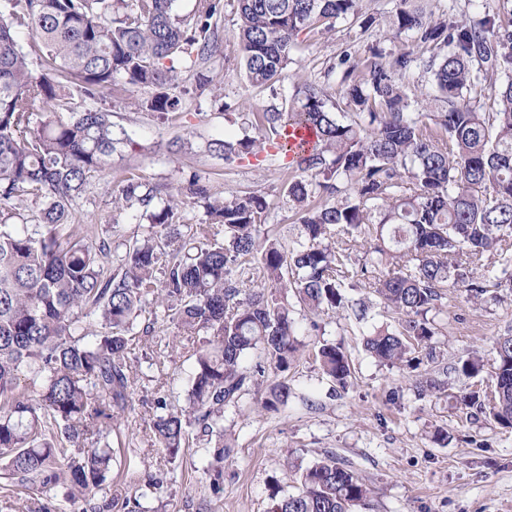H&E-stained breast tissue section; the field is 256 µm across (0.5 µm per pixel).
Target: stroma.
<instances>
[{"mask_svg": "<svg viewBox=\"0 0 512 512\" xmlns=\"http://www.w3.org/2000/svg\"><path fill=\"white\" fill-rule=\"evenodd\" d=\"M236 16L225 7L219 21L223 56L215 64L219 91H199L190 73H183L187 106L175 120L160 121L136 110L147 98L139 89L122 97H103L117 128L136 142L135 150L112 158L111 175L89 186L74 208L82 231L110 252L104 262L114 269L129 243L148 229L134 210L112 204L125 168L135 167L142 180L161 195L180 199L177 221L207 222L205 204L190 195L199 181L215 196L242 191L269 193L268 224L287 234L295 222L281 186L284 157L244 156L232 163L209 153L212 139H237L246 130L250 108L282 105L292 78L323 82L336 57L354 40L346 23L330 33L303 35L292 53L289 80L278 92L252 86L239 64L233 40ZM351 303L365 302L367 317L357 320L349 308L322 315L296 310L294 318L302 354L286 372L292 393L285 406L265 411L260 402L277 375L266 373L263 384L249 387L238 403L224 410V439L234 446V459L224 467V497L213 501L203 471L207 444L191 438L175 463L164 460L141 429L143 417L156 411L157 398L182 406L192 363L176 342V329L142 313L134 321L138 358L134 410L112 437L113 448L137 465L141 474L160 479L161 486L145 502L147 512H267L272 490L294 491L307 466L333 455L363 478L372 490L369 512H512V429L457 404L456 394L487 393L494 386L493 339L512 325V290L490 289L482 299L448 289L440 309L431 313L437 329L432 343L439 368L447 369L445 393L419 395L412 369L378 362L364 349V338L379 328L395 327L365 289L348 291ZM336 344L347 354L351 375L346 388H336L322 373L315 353L322 344ZM480 356L479 375L466 377L462 362Z\"/></svg>", "mask_w": 512, "mask_h": 512, "instance_id": "1", "label": "stroma"}]
</instances>
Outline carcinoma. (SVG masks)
Wrapping results in <instances>:
<instances>
[{"label":"carcinoma","instance_id":"carcinoma-1","mask_svg":"<svg viewBox=\"0 0 512 512\" xmlns=\"http://www.w3.org/2000/svg\"><path fill=\"white\" fill-rule=\"evenodd\" d=\"M174 2L0 0V474L45 496L43 512H77L112 479L108 437L132 411L137 371L130 332L151 304L193 345V367L186 406L143 419V430L169 462L192 430L215 434L204 473L219 501L234 452L224 442V408L296 360L295 307L336 312L346 289L365 288L401 315L399 329L369 333L365 349L401 365L412 339L434 361L426 315L448 288L473 299L489 281L512 288V19L468 22L418 0H393L382 21L364 15L360 0H235L240 64L254 86L283 82L299 36L339 22L362 36L382 22L385 38L408 36L413 48L351 45L327 71L335 85L298 81L285 106L247 113L261 139L209 143L231 162L267 145L288 153L290 127L314 137L293 151L282 184L301 227L292 243L261 234L271 205L262 191L221 198L191 183L190 194L208 200L211 223L224 226L219 244L207 224L181 231L179 200L158 205L156 188L130 174L113 204L143 212L152 231L107 273L108 244L75 227L73 205L131 139L95 102L148 88L138 109L168 120L184 106L175 62L197 87L215 85L223 0H196L185 18L173 15ZM418 68L432 74L434 92L409 93L406 76ZM484 95L490 112L473 103ZM28 201L39 206L32 228L20 212ZM491 255L500 277L488 275ZM492 350L494 402L476 392L459 400L511 429L512 326ZM251 354L257 362L247 371ZM317 358L346 385L341 348L323 345ZM417 385L423 394L445 388L429 370ZM289 395L279 381L261 408L276 410ZM159 487L137 480L127 512H146L141 500ZM369 498L365 482L328 455L302 471L294 492L272 493L269 512H353Z\"/></svg>","mask_w":512,"mask_h":512}]
</instances>
